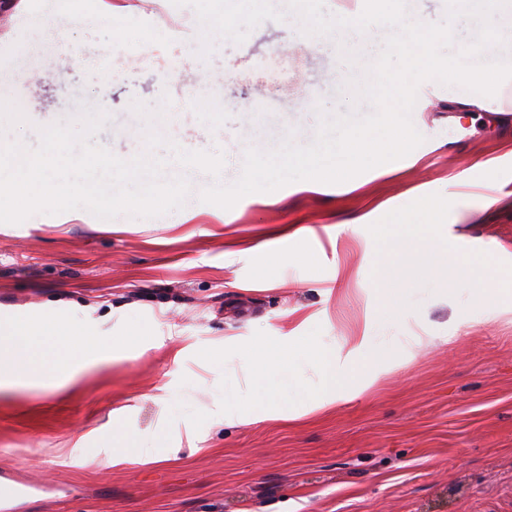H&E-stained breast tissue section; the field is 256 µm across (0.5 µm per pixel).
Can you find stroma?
I'll return each instance as SVG.
<instances>
[{
  "label": "stroma",
  "instance_id": "1",
  "mask_svg": "<svg viewBox=\"0 0 512 512\" xmlns=\"http://www.w3.org/2000/svg\"><path fill=\"white\" fill-rule=\"evenodd\" d=\"M368 5L303 0L304 27L262 0H18L0 25V70L14 75L0 98L26 121L5 137L36 147L38 127L85 102L110 115L94 143L129 160L146 150L132 100H166L179 113L166 137L225 157L214 178L161 147L167 175L196 194L231 184L247 148L290 129L308 144L319 111H345L357 56L377 57L386 30L340 45L312 33ZM383 7L447 34L439 53L453 61L499 24L446 0ZM49 23L64 40L43 41ZM415 96L423 143L343 183L295 182L229 210L197 200L151 219L77 209L0 224V321L49 312L126 352L65 388L0 390V481L26 485L0 512H512V311L489 303L512 273V155L498 147L512 126L480 108L450 121L431 80ZM413 218L482 280L452 291L446 277L414 278L392 319L376 259L399 245L374 228ZM291 224L306 240L270 245ZM363 334L351 382L382 356L391 370L313 409V349ZM415 335L443 342L412 355ZM290 336L299 383L277 364ZM226 408L248 423H219ZM158 438L161 461L140 460L138 444ZM115 449L119 467L105 463Z\"/></svg>",
  "mask_w": 512,
  "mask_h": 512
}]
</instances>
